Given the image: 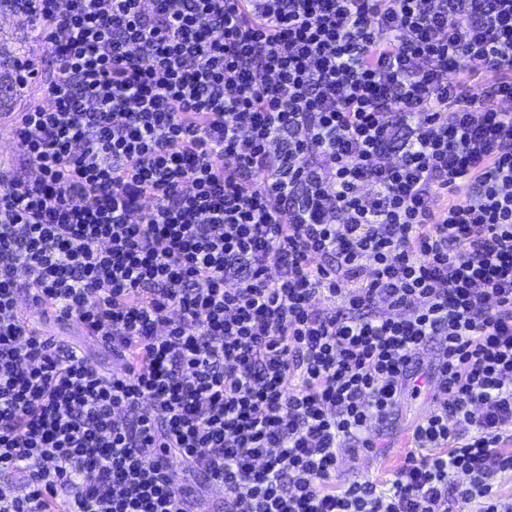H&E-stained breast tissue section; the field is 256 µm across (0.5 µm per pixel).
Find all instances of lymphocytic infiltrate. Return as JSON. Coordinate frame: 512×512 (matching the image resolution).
<instances>
[{
	"instance_id": "obj_1",
	"label": "lymphocytic infiltrate",
	"mask_w": 512,
	"mask_h": 512,
	"mask_svg": "<svg viewBox=\"0 0 512 512\" xmlns=\"http://www.w3.org/2000/svg\"><path fill=\"white\" fill-rule=\"evenodd\" d=\"M26 4L56 68L0 173V512H180L177 465L224 512H512V82L457 93L512 71V0ZM421 377L419 454L337 484ZM37 320L43 333L54 341L79 346L90 364L111 370L121 366L122 361L112 353V349L87 336L78 322L59 321L52 316H42Z\"/></svg>"
}]
</instances>
